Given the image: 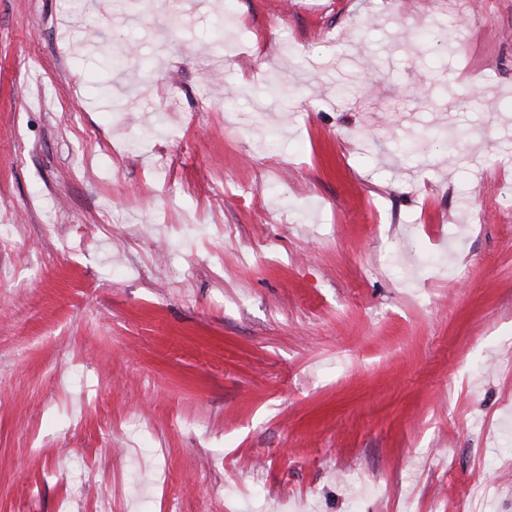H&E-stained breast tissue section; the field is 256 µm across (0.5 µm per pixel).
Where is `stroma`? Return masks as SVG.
Returning a JSON list of instances; mask_svg holds the SVG:
<instances>
[{
  "instance_id": "obj_1",
  "label": "stroma",
  "mask_w": 512,
  "mask_h": 512,
  "mask_svg": "<svg viewBox=\"0 0 512 512\" xmlns=\"http://www.w3.org/2000/svg\"><path fill=\"white\" fill-rule=\"evenodd\" d=\"M477 483L512 512V0H0V512Z\"/></svg>"
}]
</instances>
